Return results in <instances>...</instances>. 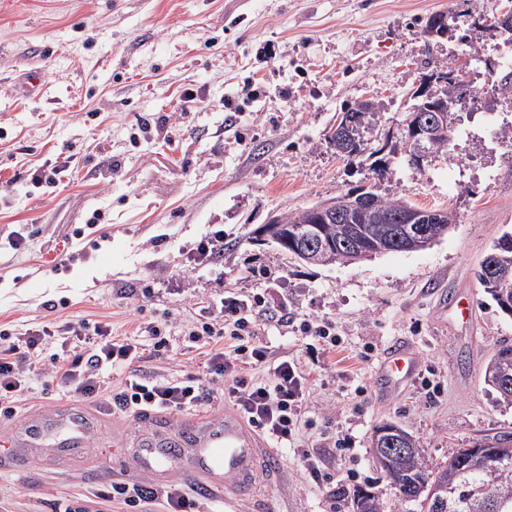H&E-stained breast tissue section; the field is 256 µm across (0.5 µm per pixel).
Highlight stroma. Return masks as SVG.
Listing matches in <instances>:
<instances>
[{
	"label": "stroma",
	"mask_w": 512,
	"mask_h": 512,
	"mask_svg": "<svg viewBox=\"0 0 512 512\" xmlns=\"http://www.w3.org/2000/svg\"><path fill=\"white\" fill-rule=\"evenodd\" d=\"M512 0H0V327L22 332L65 318L110 323L138 338L134 366L150 379L185 381L205 355L189 337L231 292L258 296L288 326L262 336L307 376L294 439L279 469L239 499L201 495L204 512H350L356 487L372 486L386 512H404L369 454L377 426L410 433L431 462L450 448L512 431V405L484 383L498 346L512 344V315L478 283L483 255L512 231V88L472 90L456 114L447 151L413 164L400 123L422 73L469 65L470 49L497 65L512 48L473 28ZM451 15L430 38V15ZM40 73L44 95H25ZM263 82L243 111L227 106L248 81ZM194 101H184L185 90ZM378 105L375 146L390 144V172L371 183L325 140L343 108ZM67 157L61 185L33 172ZM457 220L430 247L348 264L313 266L251 232L276 215L356 187ZM223 231L204 262L191 251ZM18 231L27 246L7 237ZM330 323L337 346L323 350L299 325ZM161 326L154 349L143 324ZM441 393L432 401L409 382L381 392L378 369L398 344ZM83 398L34 368L20 412ZM134 415L96 424L82 464L26 456L0 446V512H130L107 496L138 475L133 443L160 431ZM324 457L312 484L297 456Z\"/></svg>",
	"instance_id": "1"
}]
</instances>
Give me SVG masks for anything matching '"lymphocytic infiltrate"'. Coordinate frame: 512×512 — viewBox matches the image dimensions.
<instances>
[{
  "label": "lymphocytic infiltrate",
  "mask_w": 512,
  "mask_h": 512,
  "mask_svg": "<svg viewBox=\"0 0 512 512\" xmlns=\"http://www.w3.org/2000/svg\"><path fill=\"white\" fill-rule=\"evenodd\" d=\"M260 300L247 301L237 294L225 296L213 319L190 336L206 348L208 359L199 375L187 382L173 384L149 381L131 371L130 366L141 353L136 342L118 339L108 323H89L67 319L26 329L19 334L0 331V405L7 415H15V404L30 384L33 359L47 357V377L57 380L67 392L85 399L103 402L105 408L121 412L194 411L215 399L229 397L249 423L260 428L278 444L290 441L306 396L303 371L287 357L273 356L270 348L258 342ZM95 336L93 347L70 356L48 353L57 337L67 336L84 341ZM234 340L231 350L219 348L220 338ZM265 369L268 377L260 382H246L239 376L243 359ZM127 369L118 386H108L104 371ZM113 497L123 499L140 512L158 496H165L167 512H199L200 503L190 493L169 486L165 492L144 482H115Z\"/></svg>",
  "instance_id": "f902f5d3"
}]
</instances>
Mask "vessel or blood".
Masks as SVG:
<instances>
[{"label":"vessel or blood","instance_id":"b4317fda","mask_svg":"<svg viewBox=\"0 0 512 512\" xmlns=\"http://www.w3.org/2000/svg\"><path fill=\"white\" fill-rule=\"evenodd\" d=\"M417 370L415 354L403 345L389 351L380 374L389 384L400 385L413 380ZM92 436L87 416L67 408L21 418L8 431L14 447L49 453L88 447ZM171 444L170 438L158 434L142 439L141 469L164 474L170 465L167 449ZM265 445L236 413H225L220 420L197 418L193 421L192 468L202 485L212 491L221 490L225 477H232L233 490L243 499L251 495L259 474L277 465V455Z\"/></svg>","mask_w":512,"mask_h":512}]
</instances>
